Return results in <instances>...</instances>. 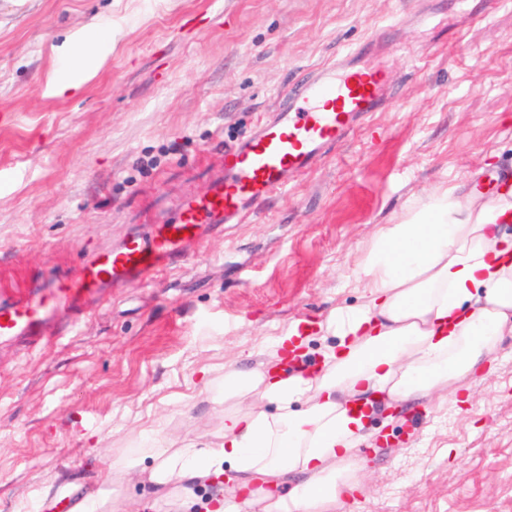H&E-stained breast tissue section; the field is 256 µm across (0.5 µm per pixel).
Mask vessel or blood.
Returning <instances> with one entry per match:
<instances>
[{
    "label": "vessel or blood",
    "instance_id": "vessel-or-blood-1",
    "mask_svg": "<svg viewBox=\"0 0 512 512\" xmlns=\"http://www.w3.org/2000/svg\"><path fill=\"white\" fill-rule=\"evenodd\" d=\"M386 77L361 67L357 51L314 69L282 94L272 116L224 150L222 175L204 194L181 200L172 221H150L115 248L50 271L27 287L0 292V342H45L47 324H82L113 289L151 283L226 224H240L282 192L287 175L308 172L355 123L383 103Z\"/></svg>",
    "mask_w": 512,
    "mask_h": 512
}]
</instances>
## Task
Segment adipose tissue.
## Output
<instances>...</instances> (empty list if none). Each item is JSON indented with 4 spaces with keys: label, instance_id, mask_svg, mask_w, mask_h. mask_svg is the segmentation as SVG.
I'll use <instances>...</instances> for the list:
<instances>
[{
    "label": "adipose tissue",
    "instance_id": "obj_1",
    "mask_svg": "<svg viewBox=\"0 0 512 512\" xmlns=\"http://www.w3.org/2000/svg\"><path fill=\"white\" fill-rule=\"evenodd\" d=\"M512 190L494 201L429 195L395 224L381 225L356 275L367 300L332 309L319 331L332 337L306 374L264 364L224 370V439L152 448L150 481L178 483V512H198L193 489L232 468L277 482L237 499L217 490L221 512H340L364 482L357 448L367 399L457 391L478 378L512 332Z\"/></svg>",
    "mask_w": 512,
    "mask_h": 512
}]
</instances>
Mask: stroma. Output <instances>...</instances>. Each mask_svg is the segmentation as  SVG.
Instances as JSON below:
<instances>
[{
  "label": "stroma",
  "mask_w": 512,
  "mask_h": 512,
  "mask_svg": "<svg viewBox=\"0 0 512 512\" xmlns=\"http://www.w3.org/2000/svg\"><path fill=\"white\" fill-rule=\"evenodd\" d=\"M0 0V284L120 243L204 192L223 150L308 72L370 37L378 112L249 221L225 225L38 350L0 343V512H59L106 481L107 512H169L148 448L220 442L224 365H256L288 326L365 301L351 276L378 226L448 186L512 177V0ZM112 31L99 43L96 28ZM88 36L78 92L59 47ZM24 264L5 262L9 251ZM471 397L366 423L345 512H512V334Z\"/></svg>",
  "instance_id": "35a3bbf8"
}]
</instances>
